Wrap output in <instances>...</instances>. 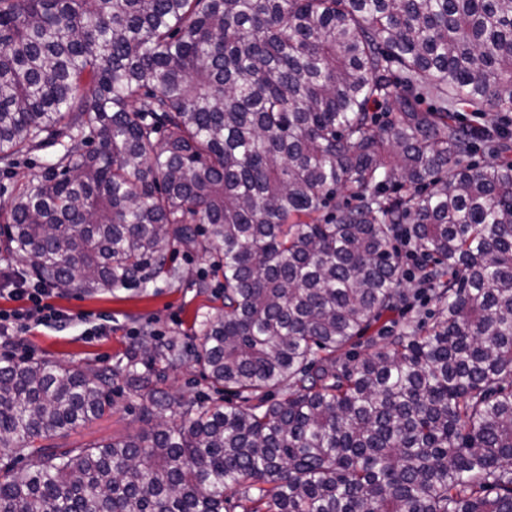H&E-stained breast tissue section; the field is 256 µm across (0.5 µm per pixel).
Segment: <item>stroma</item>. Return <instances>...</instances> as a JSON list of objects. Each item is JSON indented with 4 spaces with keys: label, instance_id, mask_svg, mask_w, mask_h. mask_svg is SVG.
<instances>
[{
    "label": "stroma",
    "instance_id": "35a3bbf8",
    "mask_svg": "<svg viewBox=\"0 0 512 512\" xmlns=\"http://www.w3.org/2000/svg\"><path fill=\"white\" fill-rule=\"evenodd\" d=\"M180 270L181 280L157 278L148 294L130 290L119 295H86L78 284L54 290L52 304L71 314V321L49 328L34 327L23 335L22 345L0 343V355L31 360H61L91 368H109L139 349L144 333L154 343L175 339L192 345L191 327L196 314L221 305L223 279L214 273L210 259L178 252L171 261ZM404 288L415 292L411 306L385 312L379 321L389 332L435 320L439 305L430 295H418V282L404 278ZM144 400L124 384L114 386L113 408L104 418L66 438L60 446L82 447L138 430Z\"/></svg>",
    "mask_w": 512,
    "mask_h": 512
}]
</instances>
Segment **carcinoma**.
<instances>
[{"label": "carcinoma", "mask_w": 512, "mask_h": 512, "mask_svg": "<svg viewBox=\"0 0 512 512\" xmlns=\"http://www.w3.org/2000/svg\"><path fill=\"white\" fill-rule=\"evenodd\" d=\"M461 108L512 112V0H0V163L46 154L6 251L89 296L180 249L224 279L191 347L0 356V512H512V131ZM399 237L438 316L342 362L410 299ZM187 363L258 403L159 389ZM119 380L144 427L44 444ZM506 116L508 120L509 129L512 128L511 120H512V112L502 113L499 115H491V116H481L480 118L474 117V113L468 109H460L458 113L455 114V120L458 126L464 128H470L476 125H489L492 122L502 123V118Z\"/></svg>", "instance_id": "carcinoma-1"}]
</instances>
